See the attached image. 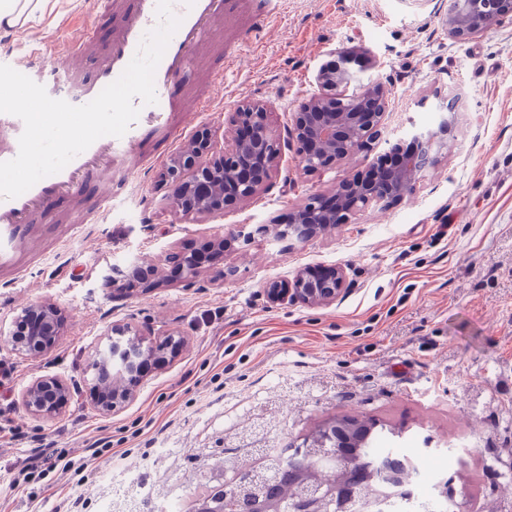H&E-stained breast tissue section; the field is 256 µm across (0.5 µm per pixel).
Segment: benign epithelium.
<instances>
[{
  "mask_svg": "<svg viewBox=\"0 0 512 512\" xmlns=\"http://www.w3.org/2000/svg\"><path fill=\"white\" fill-rule=\"evenodd\" d=\"M507 15H512V0H448V27L459 37L478 35ZM333 55L336 64L318 68L317 91L299 104L287 131V139L298 144L299 164L309 172L326 169L369 149L381 136L389 108V90L378 81L364 78L354 68L356 59L352 53L335 51ZM352 84L356 92L349 94L346 89ZM229 122L236 131L230 145L220 146L208 132L201 131L167 167L164 179L172 187L169 206L174 212L186 217L209 216L239 205L256 193L277 165L280 143L271 130L268 103H245L231 113ZM243 127L249 129L246 139L237 135ZM451 132L452 123L445 116L430 129L414 126L409 131L414 150L397 167L381 170L371 181L351 179L328 194H314L294 210L289 223L271 220L257 224L247 233L238 231L234 240L247 244L258 236L290 245L308 243L329 228L352 223L360 208L385 210L411 194L420 176L439 168L448 154ZM166 261L170 263V274L187 280L201 268L200 255L195 253L171 250ZM318 270V266H306L291 280L266 282L267 299L274 304L300 303L309 307L336 303L346 291L344 270L328 267L324 278L317 277ZM166 279L158 267L137 258L112 265L105 276L106 283L121 293H146ZM17 320L29 322L26 337L19 340L13 330L2 328L0 337L29 357L52 349L63 327L61 313L50 305H29ZM182 347L183 338L173 333L148 338L130 326L111 327L94 355L91 392L97 407L107 413L123 408L135 397L148 369L177 356ZM70 395V387L63 380L50 376L28 386L22 401L30 414L49 419L61 412ZM350 446L352 439L345 437L336 447L338 466L348 470L354 469V459L346 452ZM302 479L308 485L311 500L320 494L336 506V512H346L356 500L366 507L373 499L370 486L329 477L317 467L305 471ZM239 505L248 512H282V501L277 497L258 503L242 498Z\"/></svg>",
  "mask_w": 512,
  "mask_h": 512,
  "instance_id": "obj_1",
  "label": "benign epithelium"
}]
</instances>
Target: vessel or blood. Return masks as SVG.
I'll return each instance as SVG.
<instances>
[{"mask_svg": "<svg viewBox=\"0 0 512 512\" xmlns=\"http://www.w3.org/2000/svg\"><path fill=\"white\" fill-rule=\"evenodd\" d=\"M104 4L111 8L116 23L103 56H92L98 27L91 22L78 38L69 42L60 79L49 77L57 57L52 46H45L21 65V72L46 86L51 98L77 106L93 100L119 78L145 34L159 23L157 0H104ZM228 5L229 0H174L173 11L181 16L182 23L155 71L156 103L146 104L141 98H134L133 104L140 113L122 137L99 138L60 172L42 178L18 197L0 198V250L8 246L7 231L32 223L47 212L49 203L65 198L92 173L111 168L119 161L144 168L143 148L153 139L174 146L176 118L182 112L190 108L197 112L209 110L214 89L225 72L238 63L241 35L255 31L262 21L282 10V0H239V10L233 15L229 14ZM219 21L224 24V58L218 66L210 68L204 89L194 98H187L181 80L196 64L200 50L210 43L214 25ZM23 130L20 118L0 113V162L17 156Z\"/></svg>", "mask_w": 512, "mask_h": 512, "instance_id": "obj_1", "label": "vessel or blood"}]
</instances>
